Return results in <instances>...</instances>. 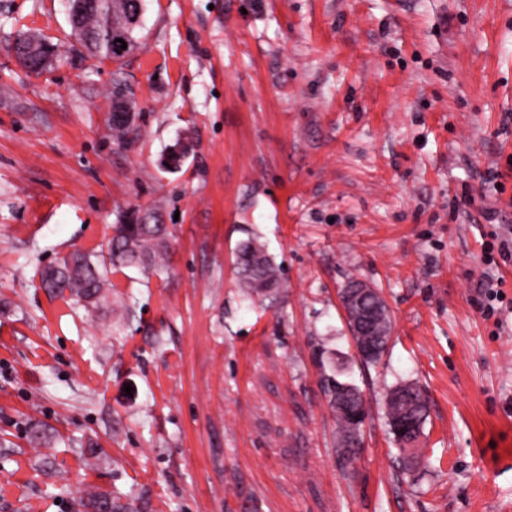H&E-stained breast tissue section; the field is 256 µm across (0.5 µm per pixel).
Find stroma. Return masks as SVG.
Segmentation results:
<instances>
[{
    "instance_id": "obj_1",
    "label": "stroma",
    "mask_w": 512,
    "mask_h": 512,
    "mask_svg": "<svg viewBox=\"0 0 512 512\" xmlns=\"http://www.w3.org/2000/svg\"><path fill=\"white\" fill-rule=\"evenodd\" d=\"M28 29L67 48L46 72L11 52ZM143 34L121 145L115 65L64 0H0V512L93 491L120 512H512V0H147ZM121 215L168 226L165 265L106 271L90 307L49 296L39 270L99 254ZM250 237L275 305L237 286ZM351 279L393 315L376 365ZM335 376L368 407L351 461ZM404 382L429 410L410 469L383 411ZM332 390L334 393L338 392V391H346V392H355L357 394H360L362 395V392L361 390L356 386L354 385L353 383H350L348 381H341V380H334L333 383L331 385H329V392H330V395H331V400H330V403L332 405V407L334 408L335 412H336V421H337V424L339 426V429L340 431H350L353 429V424L351 422L350 419H346L342 413V411L336 407V398L333 397L332 395Z\"/></svg>"
}]
</instances>
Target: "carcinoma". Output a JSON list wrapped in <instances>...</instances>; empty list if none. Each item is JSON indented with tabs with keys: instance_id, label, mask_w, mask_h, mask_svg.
Returning a JSON list of instances; mask_svg holds the SVG:
<instances>
[{
	"instance_id": "carcinoma-1",
	"label": "carcinoma",
	"mask_w": 512,
	"mask_h": 512,
	"mask_svg": "<svg viewBox=\"0 0 512 512\" xmlns=\"http://www.w3.org/2000/svg\"><path fill=\"white\" fill-rule=\"evenodd\" d=\"M146 0H68V19L71 35L89 56L110 59L117 65L141 45L143 16ZM127 48L121 49V42ZM59 57L56 45L41 38L34 52L28 57L26 67L31 70L45 68L44 60ZM136 132L135 115L127 123L112 125V137L119 143L126 142ZM171 233L164 224H147L123 220L113 225V235L107 253L92 261L91 255L78 253L73 259L62 258L47 266L49 275L41 286L54 296H77L88 304L96 303L109 282L100 274L99 267L107 264L120 270L130 266H153L167 255ZM234 268L239 288L248 298L253 295L271 296L281 284V271L267 254L265 247L253 239L239 244L235 251ZM379 342L376 352L361 356L363 363L375 364L387 353L391 339L393 316L386 309L379 315ZM405 390L413 406L412 417L416 424L414 438H419L428 416V406L421 389L413 383H403L393 388L386 400L385 418L400 454H405L404 439L397 431L404 405L395 400L394 394Z\"/></svg>"
}]
</instances>
